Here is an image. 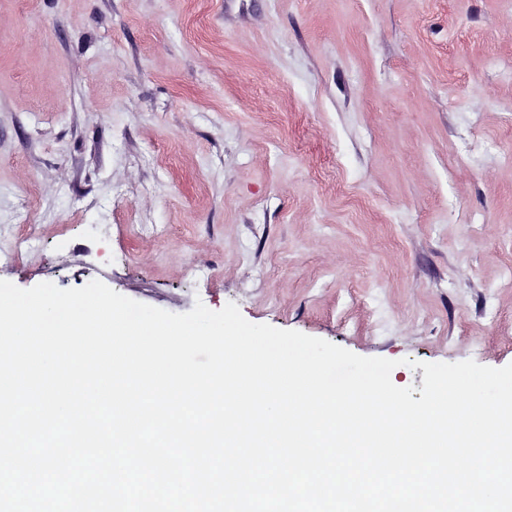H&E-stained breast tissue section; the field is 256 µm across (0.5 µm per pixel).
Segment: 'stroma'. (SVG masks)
I'll return each mask as SVG.
<instances>
[{
	"label": "stroma",
	"instance_id": "35a3bbf8",
	"mask_svg": "<svg viewBox=\"0 0 512 512\" xmlns=\"http://www.w3.org/2000/svg\"><path fill=\"white\" fill-rule=\"evenodd\" d=\"M511 63L512 0H0V279L510 364Z\"/></svg>",
	"mask_w": 512,
	"mask_h": 512
}]
</instances>
